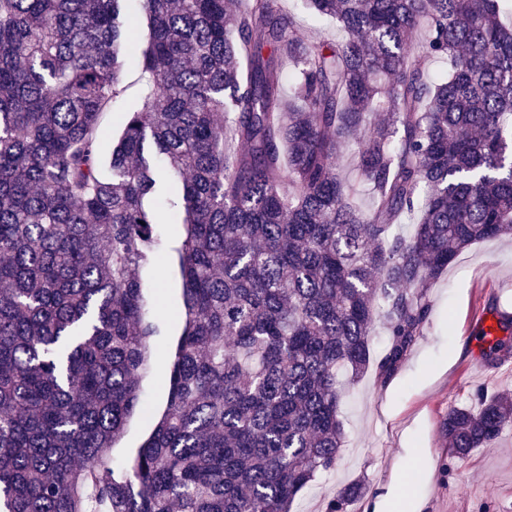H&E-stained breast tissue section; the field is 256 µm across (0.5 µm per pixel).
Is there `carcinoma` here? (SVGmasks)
<instances>
[{"mask_svg": "<svg viewBox=\"0 0 512 512\" xmlns=\"http://www.w3.org/2000/svg\"><path fill=\"white\" fill-rule=\"evenodd\" d=\"M131 2L0 0V512H292L344 451L345 383L386 384L456 254L512 235V15L309 0L344 32L326 43L274 0H138L142 48ZM127 64L144 105L103 161ZM350 143L353 182L337 168ZM165 173L183 329L166 409L116 466L155 350L142 270ZM487 310L480 357L497 367L512 314ZM475 404L441 423L461 460L512 423V394Z\"/></svg>", "mask_w": 512, "mask_h": 512, "instance_id": "carcinoma-1", "label": "carcinoma"}]
</instances>
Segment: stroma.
Listing matches in <instances>:
<instances>
[{
	"label": "stroma",
	"mask_w": 512,
	"mask_h": 512,
	"mask_svg": "<svg viewBox=\"0 0 512 512\" xmlns=\"http://www.w3.org/2000/svg\"><path fill=\"white\" fill-rule=\"evenodd\" d=\"M276 2L292 12L304 38L338 37L335 21L305 0ZM156 231L160 259L143 277L161 356L142 380L149 415L134 414L110 451L119 464L135 455L166 407L163 356L174 352L181 335L174 312L181 299L176 249L183 227L167 216ZM430 295L426 327L397 374L383 386L367 375L346 387V449L336 470L296 501L295 512H322L329 498L356 480L367 490L348 512H372L378 497L389 492L423 499L424 512H512V425L464 460L449 453L440 432L449 408L470 404L476 388L512 393V361L488 367L475 339L489 300L512 312V240L487 239L459 252Z\"/></svg>",
	"instance_id": "35a3bbf8"
}]
</instances>
